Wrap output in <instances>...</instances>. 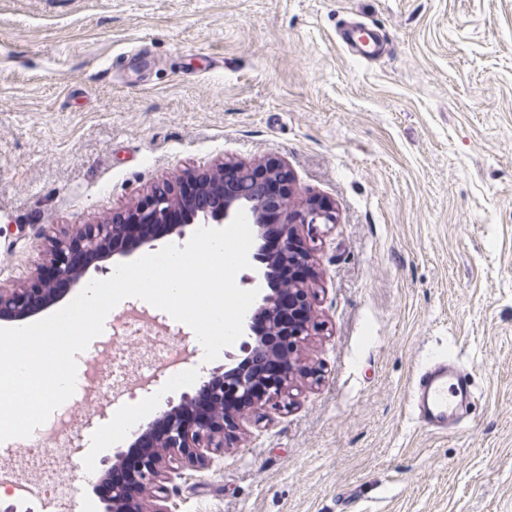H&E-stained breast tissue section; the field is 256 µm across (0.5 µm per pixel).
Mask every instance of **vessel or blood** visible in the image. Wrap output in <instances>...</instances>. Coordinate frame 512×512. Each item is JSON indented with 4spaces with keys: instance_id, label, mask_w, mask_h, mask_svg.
<instances>
[{
    "instance_id": "obj_1",
    "label": "vessel or blood",
    "mask_w": 512,
    "mask_h": 512,
    "mask_svg": "<svg viewBox=\"0 0 512 512\" xmlns=\"http://www.w3.org/2000/svg\"><path fill=\"white\" fill-rule=\"evenodd\" d=\"M342 40L355 57L367 62L374 61L383 47L377 30L361 23L347 26ZM412 396L418 422L433 430L447 428L472 397L470 373L462 364L439 359L418 373Z\"/></svg>"
}]
</instances>
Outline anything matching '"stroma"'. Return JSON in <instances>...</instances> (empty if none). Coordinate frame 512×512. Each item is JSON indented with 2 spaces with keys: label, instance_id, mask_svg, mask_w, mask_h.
<instances>
[{
  "label": "stroma",
  "instance_id": "obj_1",
  "mask_svg": "<svg viewBox=\"0 0 512 512\" xmlns=\"http://www.w3.org/2000/svg\"><path fill=\"white\" fill-rule=\"evenodd\" d=\"M376 25L387 54L356 61L337 30ZM272 159L294 203L326 197L316 319L290 409L247 420L222 458L179 480L177 512H512V0H0V284L49 243L164 183ZM161 333L126 339L120 313ZM198 379L132 386L157 349ZM193 330L144 300L111 311L85 351L127 379L77 405L56 459L69 494L33 512H93V479L129 438L223 368ZM469 367L456 429L414 420L432 359Z\"/></svg>",
  "mask_w": 512,
  "mask_h": 512
}]
</instances>
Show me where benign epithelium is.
<instances>
[{
	"mask_svg": "<svg viewBox=\"0 0 512 512\" xmlns=\"http://www.w3.org/2000/svg\"><path fill=\"white\" fill-rule=\"evenodd\" d=\"M188 181L194 185L191 193L181 181L99 224L76 225L72 233L52 241L46 262L20 287L0 285V320L24 319L61 300L89 270L104 273L109 270L106 262L116 257L153 249L164 238L182 240L194 224L221 227L242 210L257 227L249 259L252 274L243 275L241 282L258 290L256 312L272 330L291 337L288 353L272 377L261 378L250 361L259 356L264 342L252 335L250 316H245L243 334L248 339L240 350L246 357L239 361L234 353H225V359L238 361L237 366L212 373L195 395L163 412L161 434L154 435L152 424L139 430L152 444L132 477L114 479L115 471L126 464L125 451L115 454V463L97 479L102 512H172L169 503L183 471L211 467L214 457L223 454L224 437L232 436L241 422L264 417L269 406L290 407L294 376L310 373L302 349L318 329L313 320L318 297L312 267L315 237L303 240L298 228L311 233L318 224L336 223L335 204L313 197L301 208L291 207L293 180L274 160L256 167L225 163L212 174L190 176ZM270 237L279 242L274 253L266 248Z\"/></svg>",
	"mask_w": 512,
	"mask_h": 512,
	"instance_id": "benign-epithelium-1",
	"label": "benign epithelium"
}]
</instances>
